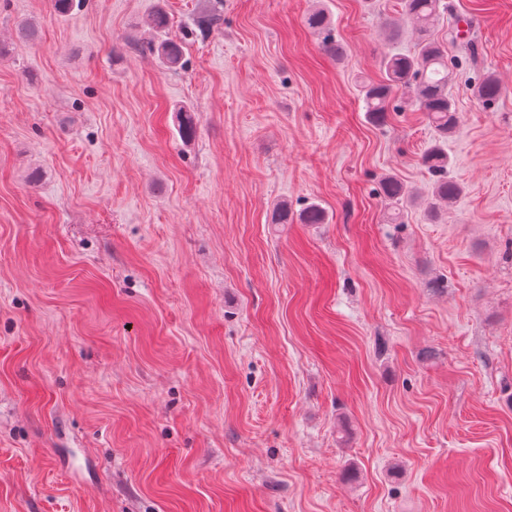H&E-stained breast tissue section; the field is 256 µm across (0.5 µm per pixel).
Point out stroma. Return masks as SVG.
Here are the masks:
<instances>
[{"instance_id": "stroma-1", "label": "stroma", "mask_w": 512, "mask_h": 512, "mask_svg": "<svg viewBox=\"0 0 512 512\" xmlns=\"http://www.w3.org/2000/svg\"><path fill=\"white\" fill-rule=\"evenodd\" d=\"M213 3L0 0V512H512V0H441L444 140L364 110L401 0ZM170 19L163 8H158L152 17V28L155 39L150 43V49L156 54L159 62L167 68H177L181 65L184 56L183 42L165 37ZM305 24L307 27L318 33H326L324 36V45L326 51L330 55L340 57L343 54V48L336 40L331 37L330 29L331 23L326 12L323 9H317L309 12L305 17ZM474 97L482 104H488L496 100L501 94V86L499 81L493 75H487L480 78L474 85ZM423 161L428 169L434 174L436 180L433 187V199L436 202L448 203L456 199L461 193V187L448 180L446 169L448 167V156L439 147L431 148L423 157ZM436 202L429 206L427 216L433 219L437 216ZM383 192L390 202L389 204L394 208L393 219L398 220L401 218V209L398 206L403 207V204L411 201L413 197L401 181L390 177L383 182Z\"/></svg>"}]
</instances>
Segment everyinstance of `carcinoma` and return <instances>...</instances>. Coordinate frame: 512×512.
<instances>
[{
  "instance_id": "carcinoma-1",
  "label": "carcinoma",
  "mask_w": 512,
  "mask_h": 512,
  "mask_svg": "<svg viewBox=\"0 0 512 512\" xmlns=\"http://www.w3.org/2000/svg\"><path fill=\"white\" fill-rule=\"evenodd\" d=\"M439 2L440 0H402L404 13L413 24L416 34L415 52L411 55L395 54L384 57L381 61L384 71L382 80L362 86L365 110L371 121L386 122L389 103L395 89L407 87L411 89L409 100L417 110L426 114L440 137L446 138L458 128L461 113L458 112L455 101L448 91V55L446 48L433 34V27L439 16ZM223 21L222 7L215 5L197 18L196 27L205 36ZM169 23L168 13L162 8L157 9L151 21L155 39L150 43V49L162 65L176 68L181 65L184 46L181 42L165 37ZM305 24L309 29L324 34V45L329 54L342 56L343 48L331 37L330 19L324 10L309 12L305 17ZM500 94V83L492 75L478 80L473 87L474 97L483 104L496 100ZM177 112L179 133L184 139L189 140L196 130L195 115L184 107L178 108ZM423 161L436 177L433 199L439 203H446L457 198L461 193V187L448 180V156L442 149L436 146L431 148L424 155ZM383 192L395 208L393 219L401 218V212L397 211V208L412 200L407 187L401 181L389 177L383 182Z\"/></svg>"
}]
</instances>
